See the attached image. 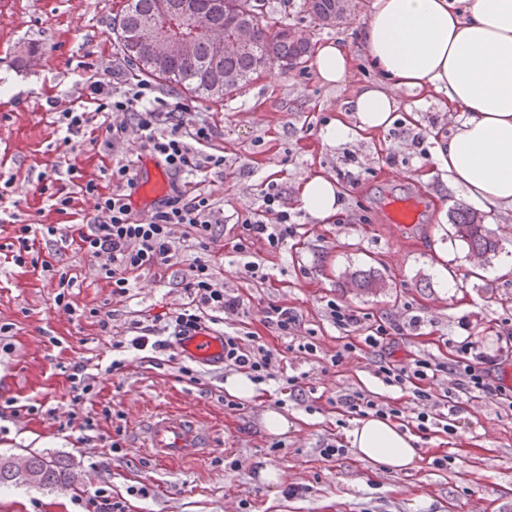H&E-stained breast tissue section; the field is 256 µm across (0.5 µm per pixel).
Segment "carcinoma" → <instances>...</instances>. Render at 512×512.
<instances>
[{"instance_id": "carcinoma-1", "label": "carcinoma", "mask_w": 512, "mask_h": 512, "mask_svg": "<svg viewBox=\"0 0 512 512\" xmlns=\"http://www.w3.org/2000/svg\"><path fill=\"white\" fill-rule=\"evenodd\" d=\"M262 6L260 0H124L112 19V31L122 61L141 76L217 103L263 71L286 73L305 67L313 53L308 41L295 38L288 25L268 16ZM304 7L324 25L342 21L352 9L349 0H304ZM242 24L252 28L248 46L226 52L213 41L212 31L221 30L227 38ZM143 25L160 27L173 39L190 38V56L168 60L149 45L130 43L127 33ZM453 229L454 237L466 244L468 256L486 259L496 252L497 243L474 211H461ZM344 278L364 290L377 292L387 287L374 270L348 269ZM78 483V475L60 462L33 452L0 460V485L63 491Z\"/></svg>"}]
</instances>
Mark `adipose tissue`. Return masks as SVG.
<instances>
[{
	"label": "adipose tissue",
	"instance_id": "1",
	"mask_svg": "<svg viewBox=\"0 0 512 512\" xmlns=\"http://www.w3.org/2000/svg\"><path fill=\"white\" fill-rule=\"evenodd\" d=\"M375 81L337 102L354 122L327 124L326 144L347 139L350 128H388L401 106L394 92L445 93L449 111L463 119L439 143L437 164L465 198L512 211V0H373L358 44H323L314 69L322 84L344 86L356 57ZM335 178L316 174L301 184L300 207L328 221L338 210ZM356 457L390 471L418 468V438L394 420L363 417L349 433Z\"/></svg>",
	"mask_w": 512,
	"mask_h": 512
}]
</instances>
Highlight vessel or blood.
Returning <instances> with one entry per match:
<instances>
[{
    "mask_svg": "<svg viewBox=\"0 0 512 512\" xmlns=\"http://www.w3.org/2000/svg\"><path fill=\"white\" fill-rule=\"evenodd\" d=\"M139 191L145 200L162 196L166 190L164 171L158 166H141L138 173ZM183 355L208 363L224 353V339L203 332L184 340ZM148 445L162 459H180L206 454L211 438L198 422L188 415L157 413L142 424Z\"/></svg>",
    "mask_w": 512,
    "mask_h": 512,
    "instance_id": "b4317fda",
    "label": "vessel or blood"
}]
</instances>
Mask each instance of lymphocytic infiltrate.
<instances>
[{
    "instance_id": "lymphocytic-infiltrate-1",
    "label": "lymphocytic infiltrate",
    "mask_w": 512,
    "mask_h": 512,
    "mask_svg": "<svg viewBox=\"0 0 512 512\" xmlns=\"http://www.w3.org/2000/svg\"><path fill=\"white\" fill-rule=\"evenodd\" d=\"M86 103L73 105L57 119L56 142L61 147H74L77 138L85 137L92 121L104 127L105 146L111 147L128 133H135L143 151L155 156L173 175L171 191L151 211L148 218L136 217L129 204L135 187L130 163L116 161L105 166L107 183L82 180L74 166L55 165L52 172L41 174L36 190L48 207L59 211L72 208V188L95 200L96 214L82 224L66 227L57 224H22L16 215L7 219L10 234L0 243V258L19 267L41 269L53 288L54 303L71 309V299L83 282L72 272L55 269L43 259V246L78 251L94 263V275L105 282L113 294L126 296L144 274L164 279L169 268L187 263L188 273L181 285L189 304L174 312L166 326L130 323L129 336L115 340V356L108 363L76 361L62 366L68 384L67 397L74 404H94L104 377L127 369L133 352H166L175 342L192 333L210 330L223 319L236 315L243 302L229 294L220 284L212 255L218 246L216 226L223 223L224 211L211 194L206 193L200 179L208 174L223 175L224 150L217 147L221 133L217 124L207 119L185 120L180 104L154 96L149 84L119 83L96 78L91 80ZM284 192L277 183H268L258 208L238 212L240 228L237 243L229 255V265L239 272L257 277L259 262L253 261L252 248L262 244L276 252L295 238L299 227L293 224L286 210ZM183 233H176V226ZM263 323L278 337L287 339L289 352L307 358L316 355L318 342L313 332L305 330L298 313L286 303L270 300L262 308ZM325 316L343 334L362 332L364 315L349 305L328 301ZM419 316L408 323L372 327L363 334L366 350L378 353L375 373L383 384L411 391L419 405L414 418L418 430L445 426L454 429L464 406L449 400L447 395L432 391V382L440 377L451 378L455 389L465 395L480 394L495 401L506 399L503 380L495 374L491 358L474 352L472 343L461 342V356L455 363L435 356H417L411 361L385 357V350L405 334L407 327L417 326ZM225 369L245 375L253 384L282 381L289 398L305 397L307 373L286 375L280 370L279 352L261 337L251 333L228 331L224 334ZM335 404L345 416L401 418L400 408L381 398L358 390L337 394ZM24 415H41L53 420L58 431L80 433L82 441L103 443L110 451H122L120 436L102 432L97 414H68L59 417L58 409L47 399L14 397L0 399V422H12Z\"/></svg>"
}]
</instances>
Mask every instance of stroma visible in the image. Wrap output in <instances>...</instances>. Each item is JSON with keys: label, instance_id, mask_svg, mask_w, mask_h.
I'll return each mask as SVG.
<instances>
[{"label": "stroma", "instance_id": "35a3bbf8", "mask_svg": "<svg viewBox=\"0 0 512 512\" xmlns=\"http://www.w3.org/2000/svg\"><path fill=\"white\" fill-rule=\"evenodd\" d=\"M355 3L351 17L333 27L304 13L303 0H264V10L293 25L312 44L338 40L353 47L371 0ZM122 5V0H0V184L9 183V198L17 202L22 220L67 226L93 215L91 198L79 197L74 212L59 213L36 195L38 175L50 171L55 161L76 167L84 180L100 182L102 154L136 165L145 158L132 134L110 150L84 141L76 149L55 151L54 116L43 108L50 94L57 95L59 109L68 108L85 95V81L96 73L112 69L116 80L135 82L111 30ZM372 77V69L360 60L348 85L339 89L322 85L309 66L285 74L263 72L221 103L171 88L156 90L193 116H207L221 131L224 175L208 177L204 189L226 215L223 245H231L239 232L234 211L258 207L268 181L286 191L292 220L301 229L278 252L259 250L257 259L269 274L266 283L243 279L223 255L215 260L225 289L243 301L230 327L285 349L286 340L264 326L261 313L267 300L280 299L314 332L317 357H289L287 371L307 372V383L318 397L316 410L293 402L278 406L280 394L270 382L259 397L246 401L244 410L232 411L219 398L226 379L223 365L205 366L201 384L190 385L178 381L170 365L147 358L108 376L97 400L121 415L119 423L106 422L102 428L121 429L122 452H109L97 441L80 442L77 433L58 432L46 418L23 416L0 434V454L35 451L61 461L86 475L84 496L109 484L127 512H512V408L487 398L465 397L454 432L438 429L421 435L418 470L388 472L351 452L333 462L319 454L323 443L350 442L348 426L328 403L336 392L364 389L402 409L414 405L411 392L376 378L373 358L364 351H352L338 366L328 364L341 341L324 316L327 300L359 309L371 326L409 311L419 315L420 326L400 340L396 358L431 354L450 361L459 356L458 343L467 339L493 354L499 373L512 383V355L497 350L498 332L512 323V275L492 280L474 275L467 248L454 238L452 228L459 208L471 207L482 216L499 242L488 258L492 269L512 261V213L466 203L449 189L447 171L434 163L437 141L432 133L450 132L459 113L446 111L444 94L422 99L418 120L408 131L426 136L423 157L388 129L368 137L354 133L333 146L322 141L336 117L332 103ZM317 171L333 174L341 188L336 217L327 224L297 204L300 185ZM394 199L418 202L417 223L391 222L389 203ZM49 259L57 269L81 275L84 283L75 302L107 305L119 331L137 315L167 320L187 301L180 266L160 284L141 277L131 296L120 297L96 281L76 247L50 252ZM348 267L379 270L389 289L356 292L341 277ZM442 268L452 287H443ZM5 323L12 329L0 338L11 349L0 351V397H46L59 401L60 415L86 413V406L63 401L66 387L56 364L110 360V338L98 336L88 319L57 307L40 275L12 264L0 270V325ZM47 331L59 346L46 344ZM274 410L288 419L287 432L278 436L264 426L266 413ZM160 411L192 415L212 433L213 450L160 461L146 446L141 429L146 417ZM442 454L452 457L445 470L432 464ZM267 465L279 471L278 485L261 481L259 472ZM74 497L71 491L5 488L0 490V512H72Z\"/></svg>", "mask_w": 512, "mask_h": 512}]
</instances>
